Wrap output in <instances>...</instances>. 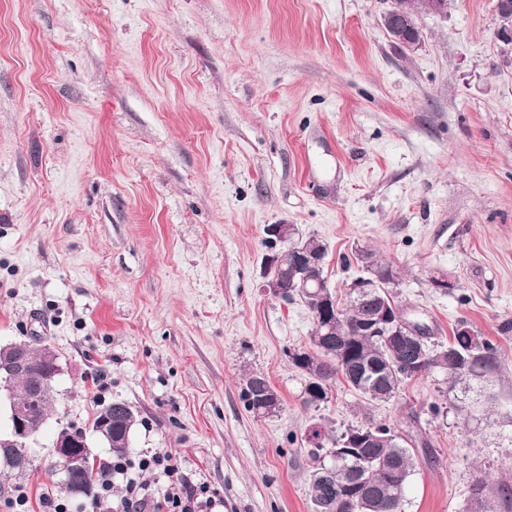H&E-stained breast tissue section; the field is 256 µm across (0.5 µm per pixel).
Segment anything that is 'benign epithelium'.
<instances>
[{
    "label": "benign epithelium",
    "mask_w": 512,
    "mask_h": 512,
    "mask_svg": "<svg viewBox=\"0 0 512 512\" xmlns=\"http://www.w3.org/2000/svg\"><path fill=\"white\" fill-rule=\"evenodd\" d=\"M417 16L418 8L415 7V0H408L399 12L384 16L383 26L395 43L413 50L419 45ZM496 37L503 42L512 40V9L508 7L501 16ZM291 230L293 226L290 224H270L266 227L269 238L280 241L282 245L288 247V256L294 258L296 268L302 270L311 255L302 247L295 244L288 245V235ZM280 260L278 251L266 256L261 283L264 293L278 299L281 298L278 277ZM375 320L380 324L391 326L395 336L413 339L418 334L425 333V327L410 320L404 311L396 308L392 310L386 307L381 308L376 313ZM22 348L23 345L18 343L0 345V370L5 371L6 377L18 375L25 368ZM44 354L52 360V373L32 390L19 396H7L10 434L3 439L0 438V457L3 456L20 465L30 463L27 445L32 440L30 423L35 418V411L56 399L58 393V377L61 374L58 356L49 346L44 347ZM52 457L54 469L59 474L62 486L80 493L89 490V485L83 481V476L90 468L94 454L86 427L74 422L61 424L53 443Z\"/></svg>",
    "instance_id": "benign-epithelium-1"
}]
</instances>
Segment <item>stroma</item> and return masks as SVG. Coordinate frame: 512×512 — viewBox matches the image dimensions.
I'll list each match as a JSON object with an SVG mask.
<instances>
[{"label":"stroma","instance_id":"35a3bbf8","mask_svg":"<svg viewBox=\"0 0 512 512\" xmlns=\"http://www.w3.org/2000/svg\"><path fill=\"white\" fill-rule=\"evenodd\" d=\"M391 5L0 0V345L47 337L63 368L0 512L19 487L43 512L60 423L115 399L138 416L129 458L172 451L208 512H312L315 423L411 434L404 512H465L479 475L512 486V47L496 0L420 13L412 51ZM282 223L326 245L337 300L374 253L409 318L439 341L467 322L499 373L304 405L287 352L312 316L260 289ZM250 373L277 416L245 410Z\"/></svg>","mask_w":512,"mask_h":512}]
</instances>
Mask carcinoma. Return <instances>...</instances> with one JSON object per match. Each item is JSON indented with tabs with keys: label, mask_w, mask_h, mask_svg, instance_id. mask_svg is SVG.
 <instances>
[{
	"label": "carcinoma",
	"mask_w": 512,
	"mask_h": 512,
	"mask_svg": "<svg viewBox=\"0 0 512 512\" xmlns=\"http://www.w3.org/2000/svg\"><path fill=\"white\" fill-rule=\"evenodd\" d=\"M363 277L376 285V302L392 306L395 301L388 287L394 283L392 269L373 254H361ZM282 298L286 302L301 301L310 310L314 328L309 337V348L300 349L306 358L298 369L306 376L303 389L304 403L320 405L327 401L331 383L342 379L349 387L371 402H387L395 397L408 381L422 377L436 369L446 375V382L456 385L464 380L483 378L496 373L500 367V350L492 340L472 330L456 329L446 342L423 339L418 347L424 361L408 370L395 361L390 338L368 325L374 304L360 300L350 292V301L336 307L331 326L319 324L314 294L317 285L327 283L324 270H311L307 287L295 288L288 274V263L282 265ZM257 375L246 377L242 394L245 408L257 418L266 414L261 404L253 400L252 385ZM136 425L134 413L112 416V448L115 457L128 453L127 441ZM315 443L310 445L313 466L308 472L311 500L316 512H364L358 493L371 498L373 512H402L406 486L414 470L413 440L403 437L385 422L370 420L362 426L351 427L334 440L342 448L353 436L361 441L350 448L330 469L321 463V451L327 439L323 427L309 428ZM512 495L504 489H494L480 477L471 488L468 512H497L499 499Z\"/></svg>",
	"instance_id": "cac0c4a2"
}]
</instances>
